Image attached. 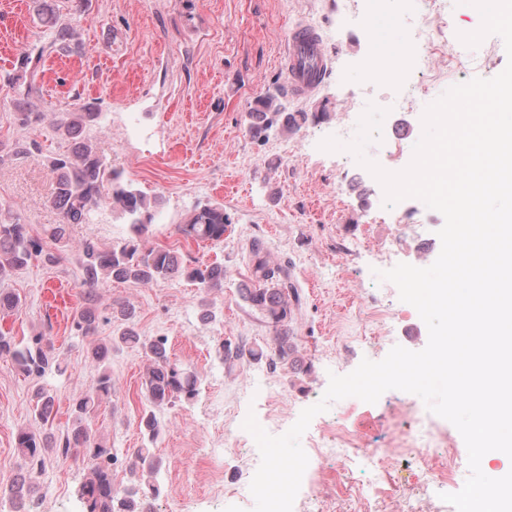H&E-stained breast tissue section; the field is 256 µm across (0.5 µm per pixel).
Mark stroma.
Instances as JSON below:
<instances>
[{"label": "stroma", "instance_id": "1", "mask_svg": "<svg viewBox=\"0 0 512 512\" xmlns=\"http://www.w3.org/2000/svg\"><path fill=\"white\" fill-rule=\"evenodd\" d=\"M68 8V0H0V209L20 216L37 236L58 223L47 158L69 152L72 142L57 132L56 122L80 103L101 113V121L85 127L84 138L125 181L159 197L169 214L168 223L152 226L147 246L175 250L188 264L216 260L228 273L219 293L186 280L112 282L101 291L100 312L115 301L130 304L135 328L166 339L172 362L199 378L195 399L156 410L161 431L153 451L162 464L157 476L161 493L153 510L252 512L250 483L260 453L245 433L230 437L238 422L252 412L270 434H283L303 409L322 399L330 374H348L365 358L382 360L395 344L419 351L428 342L424 336L409 343L400 335L392 345L368 338L370 303L388 306L404 324L421 318L400 300L394 284L376 278L374 252L356 249L352 240L370 233L380 246L398 248L405 263L412 260L415 243L402 239L398 225L374 223L373 213L359 209L349 190L355 181L373 190L375 206H383L384 190L375 177L350 152L319 147L334 135L343 100L375 104L387 109V121L401 119L417 128L426 104L409 100L404 113L389 111L396 89L371 77L365 49L352 47L356 34L336 0H86V19L77 29L80 52L46 58L37 104L43 118L21 124L14 99L23 58L50 35L43 14L62 19ZM396 9L400 22L394 33L408 45L420 79L440 78L446 90L504 70L507 54L495 34L471 49L474 63L465 70L433 68L427 49L411 42L414 0H397ZM298 22L319 27L327 53L337 59L336 69L309 97L287 91L283 46ZM276 92L286 112L306 114L307 121L288 135L273 130L267 138H253L246 115L259 97ZM33 140L41 152L18 154L19 144ZM289 150L299 164L282 161ZM206 201L223 205L229 219L223 241L216 244L185 238L176 230L196 203ZM127 234L124 220L110 206H101L89 222L71 226L72 246L58 265L34 260L6 281L23 306L1 321L0 329L19 340L50 337L63 371L38 379L0 358V512L12 509L5 492L20 471L18 429L65 433L72 425V402L94 386L100 372L111 374L112 394L101 403L92 429L117 451L115 486L126 483L129 457L145 442L140 430L145 358L117 344L105 365H98L71 328L83 303L74 243L91 240L108 248ZM255 240L285 267L299 298L292 306V363L269 365L275 329L238 290L252 280L248 253ZM208 309L214 319H204ZM225 340L262 347L267 358H245L225 370L215 357ZM39 386L55 398L46 423L33 416ZM427 412L417 395L390 390L373 404L355 397L332 402L307 432L315 435L324 425L338 423L378 446L397 439L410 416ZM85 475L72 461L47 458L43 468L29 475L32 512H82L76 490ZM364 478L359 470L341 475L329 469L327 496L335 512H455L441 500L442 486L426 484L412 461L384 475L383 493L370 505L345 492Z\"/></svg>", "mask_w": 512, "mask_h": 512}]
</instances>
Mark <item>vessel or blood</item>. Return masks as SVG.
Segmentation results:
<instances>
[{
  "instance_id": "1",
  "label": "vessel or blood",
  "mask_w": 512,
  "mask_h": 512,
  "mask_svg": "<svg viewBox=\"0 0 512 512\" xmlns=\"http://www.w3.org/2000/svg\"><path fill=\"white\" fill-rule=\"evenodd\" d=\"M286 59L289 88L298 96L315 93L331 68L323 38L309 24L297 25L289 31Z\"/></svg>"
}]
</instances>
